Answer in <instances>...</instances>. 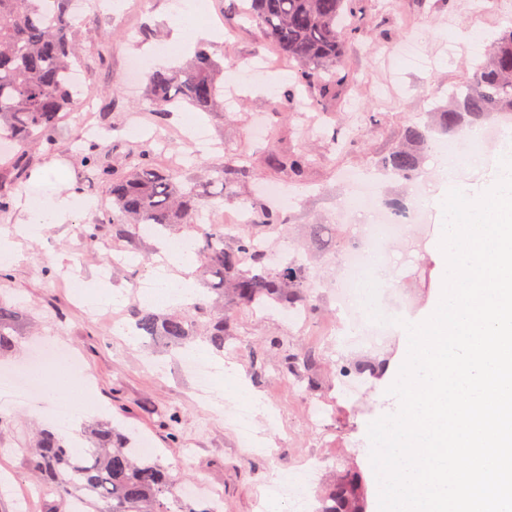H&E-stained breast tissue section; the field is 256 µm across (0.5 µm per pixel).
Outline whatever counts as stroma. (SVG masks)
Listing matches in <instances>:
<instances>
[{
    "mask_svg": "<svg viewBox=\"0 0 512 512\" xmlns=\"http://www.w3.org/2000/svg\"><path fill=\"white\" fill-rule=\"evenodd\" d=\"M127 2V12L120 14L102 12L96 0H86L85 13L75 22L83 49V91L95 96L111 137L80 138L78 115L68 113L54 133L56 150L33 151L30 175L17 186L22 193L40 185L52 189L67 180L79 192L55 197L58 224L24 238L22 260L0 268V297L29 309L34 323L32 336L21 337L0 363L19 365L30 340H63L79 356L85 374L96 381L87 423L104 420L151 439L172 476L211 481L224 496V512H267L264 484L304 462L317 467L310 500H317L345 472L356 470L364 479L366 512H378L367 428L396 411L397 399L388 389L397 378L407 339L397 327L378 347L360 349L351 343L355 328L336 296L337 257L342 245L371 223L372 215L349 209L352 189L344 176L374 175L376 156L389 152L410 122L425 121L428 113L447 106L452 90L472 81L476 59L462 38L473 33L477 45L487 46L512 27V0H483L479 8L468 0H361L354 22L363 33L344 56V67L355 83L321 108L313 107L304 87L296 86L293 64L255 24L238 15L231 0H208L209 11L223 18L224 30L207 47L223 64L218 80L236 103L200 120L223 142L224 150L194 154L173 140L168 153L156 151L151 158L160 165L167 155H176L185 175L200 185L207 184L210 168L227 162L244 168L235 197L203 210V224H230L240 207L267 205L260 183L286 184L294 193L293 201L280 209L285 230L271 234L269 242L283 260L302 258L316 310L301 329L289 328L274 308L257 313L233 310L231 334L224 339V395L236 396L241 383L256 395L253 424L266 443L260 450L244 446L221 412L195 398V382L180 365L182 348L142 337L123 338L107 318H94L69 294V281L97 283L100 267L113 253L137 249L148 255V262L113 268L109 282L113 291L125 296L116 313L126 314L130 304L142 300L135 286L151 279V259L159 246L158 240L144 236L130 243L115 241L111 226L102 221L112 206L111 172L128 170L143 142L151 141L156 129L174 128L181 115L174 109L157 118L145 78L121 79L130 57L145 60L176 43L170 24L172 0ZM410 40L421 44L423 61L405 60L401 49ZM261 53L269 74L247 76L251 59ZM284 97L290 100L287 111H275V101ZM141 123L146 126L142 141L127 140V126ZM257 124L265 137L254 142L249 133ZM92 148L99 160L88 166L84 159ZM303 150L311 163L301 182L289 183L266 163L268 157ZM449 190L441 177L427 184L423 223L411 229L406 248L392 250L387 257V282L407 295L410 304L404 313L416 319L427 314L438 296L441 262L433 246L442 216L436 202ZM345 208L350 216L344 221L340 214ZM94 222L98 236L89 244L83 230ZM312 224L331 228L324 247L310 246ZM47 264L55 268L49 279L41 274ZM299 349L313 354L312 364L298 374H283V357ZM316 404L329 412L318 427L309 419ZM48 424L47 418L21 405L0 409V479L14 485L0 494V512H17L15 488L31 487L26 450L34 427ZM188 448L195 459L185 470L181 462Z\"/></svg>",
    "mask_w": 512,
    "mask_h": 512,
    "instance_id": "1",
    "label": "stroma"
}]
</instances>
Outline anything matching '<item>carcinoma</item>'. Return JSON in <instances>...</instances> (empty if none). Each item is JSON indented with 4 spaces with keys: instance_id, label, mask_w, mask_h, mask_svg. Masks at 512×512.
Instances as JSON below:
<instances>
[{
    "instance_id": "carcinoma-1",
    "label": "carcinoma",
    "mask_w": 512,
    "mask_h": 512,
    "mask_svg": "<svg viewBox=\"0 0 512 512\" xmlns=\"http://www.w3.org/2000/svg\"><path fill=\"white\" fill-rule=\"evenodd\" d=\"M356 0H241L245 16L257 24L288 60L300 69L301 82L311 98L324 103L336 97L350 76L340 69L347 45L362 32L344 18ZM83 0H0V135L8 134L15 148L4 158L0 173L22 177L29 168V149L52 150V132L77 102L78 90L68 76L81 63L76 48L74 19ZM221 65L205 47L181 67L158 68L148 73L151 95L159 109L188 104L206 114L224 111L217 86ZM448 109L432 123H412L401 143L375 161L378 170L406 182L415 180L432 132L455 135L483 126L496 117L512 115V28L502 31L475 67L474 81L450 94ZM112 175L109 194L113 239L141 234L145 224H160L167 231L189 226L200 235L195 254L208 292L235 308L260 306L314 310L311 283L305 266L296 258L277 263L271 249L258 244L282 226L273 211L253 206L252 223L239 233L222 224L194 223L199 214L234 196L235 175L243 169L227 164L213 170L210 182L222 191L203 196L196 185L181 180L177 168L147 160ZM275 169L302 176L309 154L299 152L271 159ZM129 317L139 335L184 343L198 336L206 318L203 339L217 352L224 351L228 322L213 314L204 297L188 313L162 314L135 304ZM28 315L19 306L0 300V354L13 350ZM82 453L69 447L67 438L50 427L36 437L29 464L35 484L54 490L48 512H212L208 503L178 495L179 482L153 456L130 447L129 435L100 425L85 436ZM360 476L353 472L335 485L317 512H363Z\"/></svg>"
}]
</instances>
